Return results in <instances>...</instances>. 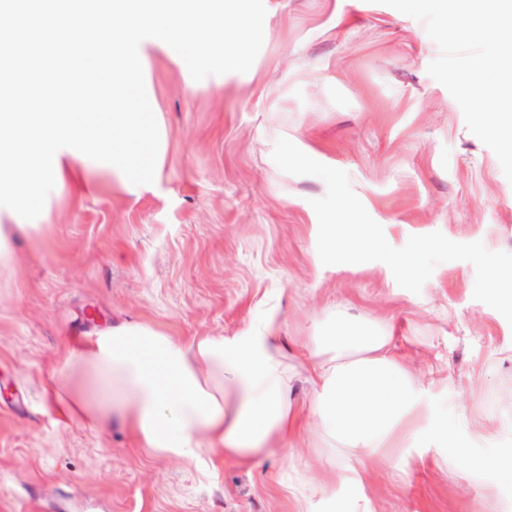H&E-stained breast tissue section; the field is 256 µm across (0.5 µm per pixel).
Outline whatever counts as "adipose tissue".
Listing matches in <instances>:
<instances>
[{"mask_svg": "<svg viewBox=\"0 0 512 512\" xmlns=\"http://www.w3.org/2000/svg\"><path fill=\"white\" fill-rule=\"evenodd\" d=\"M111 59L107 91L89 76L50 83L56 112H1L0 212L31 215L65 169L98 168L135 189L160 168L164 132L144 111L147 64L160 54L194 80L215 68H243L257 29L252 0H112L61 12L56 24L83 35L88 14ZM265 315L239 336L184 341L150 325L126 323L74 341L53 369L48 407L62 425L104 427L120 417L144 447L176 460L208 452L249 463L287 448L298 414L290 399L296 369L314 386L313 427L341 476L391 448L455 450L447 428L425 430L431 408L423 386L394 353L389 336L363 324L318 327L297 362Z\"/></svg>", "mask_w": 512, "mask_h": 512, "instance_id": "ef3b65f1", "label": "adipose tissue"}]
</instances>
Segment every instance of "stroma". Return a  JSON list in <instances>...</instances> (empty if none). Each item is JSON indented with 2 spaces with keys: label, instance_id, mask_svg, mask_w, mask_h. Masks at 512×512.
<instances>
[{
  "label": "stroma",
  "instance_id": "obj_1",
  "mask_svg": "<svg viewBox=\"0 0 512 512\" xmlns=\"http://www.w3.org/2000/svg\"><path fill=\"white\" fill-rule=\"evenodd\" d=\"M254 10L246 72L191 87L152 57L158 177L134 193L106 172L90 194L66 181L0 265V512H512V324L474 299V266L441 263L415 294L379 261L323 265L311 202L327 186L271 154L285 137L347 172L395 248L438 231L512 253V182L428 74L440 50L422 22L379 0ZM264 313L293 351L331 317L383 328L460 453L408 448L407 471L369 462L355 484L333 479L306 430L253 465L213 458L205 478L122 424L60 426L44 402L71 338L133 322L237 336ZM292 466L306 496L288 487Z\"/></svg>",
  "mask_w": 512,
  "mask_h": 512
}]
</instances>
